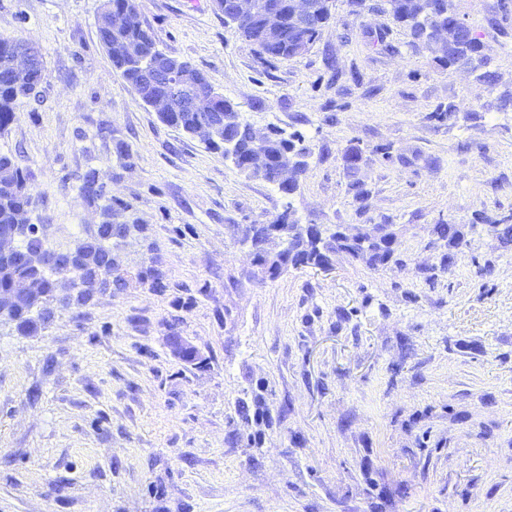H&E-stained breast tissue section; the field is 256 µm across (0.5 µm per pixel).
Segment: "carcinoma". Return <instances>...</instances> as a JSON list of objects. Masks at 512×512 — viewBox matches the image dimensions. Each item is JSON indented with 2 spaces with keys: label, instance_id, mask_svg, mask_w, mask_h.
<instances>
[{
  "label": "carcinoma",
  "instance_id": "1",
  "mask_svg": "<svg viewBox=\"0 0 512 512\" xmlns=\"http://www.w3.org/2000/svg\"><path fill=\"white\" fill-rule=\"evenodd\" d=\"M390 13L393 18L405 24L413 39L421 40L424 27L431 23L426 7L428 0H388ZM218 13L224 17V24L234 29L244 41L254 45L260 54L270 59H289L301 56L308 49H295L292 45V36L283 34L280 44L269 42L258 25V21L240 22L235 16L224 11L221 4H215ZM97 32L99 41L105 50L112 69L118 73L131 87L138 100L151 105L152 97L158 87L155 83L144 80L142 68L138 66L127 52V46L135 44L140 48L143 58L166 70L174 67L190 66L191 62L166 53L157 46L155 37L142 20L140 12L127 7V0H103L101 12L98 16ZM23 43L20 38L0 37V132L6 130L16 119V114L25 100L35 95L36 89L43 82L45 66L43 56H38L35 66L20 74L12 68V55L16 47ZM424 47L434 55L439 62L450 67L457 61V57L465 54L466 48L457 43L450 42L442 45L424 44ZM222 114L234 118L230 126L229 136L232 141V150H224V143L207 144L205 148L210 151L221 152L237 168L242 169L244 163L252 164L253 171L246 173L250 178L274 183L275 155L282 151L291 153L301 150L309 152L299 138H285L281 132L271 130L268 132V154L263 159L255 158L249 148L252 135L251 125L239 120L238 110L230 100H224ZM159 119L169 125L180 129L186 135H191L195 124L200 120L196 112H170L159 114ZM80 192L84 200L89 203L103 202L101 206L105 220L97 225L90 234L80 238L77 247L81 249L88 259L85 278L81 279L79 290V304L84 305L91 295L92 282L88 277L95 272L112 270L111 288L120 291L127 287L126 280L117 271L120 266L119 256L112 252V239H125L141 232L138 224H130L118 220L119 214L114 212L112 199L107 197L101 187L96 185V170L89 169L80 176ZM35 199L28 186V177L7 154H0V232L12 230V225L18 223L20 213H31L34 209ZM38 238L27 235L21 240V249L13 259L0 258V293H6L15 287L16 282L36 277L40 281L42 294L50 296L54 290L51 277L47 274L39 275L22 261L23 253L32 249ZM333 254H345L355 260L365 263L372 269H377L390 262V254L384 251L380 242L366 236L355 243H346L336 234H326L320 229L313 235L299 234L292 248L288 250L287 262L293 267L323 266L331 260ZM53 317V310L44 306L38 311L23 308L7 316L16 330L22 336H35Z\"/></svg>",
  "mask_w": 512,
  "mask_h": 512
}]
</instances>
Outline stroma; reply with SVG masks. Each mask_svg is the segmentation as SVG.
<instances>
[{
    "label": "stroma",
    "mask_w": 512,
    "mask_h": 512,
    "mask_svg": "<svg viewBox=\"0 0 512 512\" xmlns=\"http://www.w3.org/2000/svg\"><path fill=\"white\" fill-rule=\"evenodd\" d=\"M449 3L484 69L434 59L386 0H333L288 60L213 0H141L159 48L243 121L304 137L286 196L138 101L99 42L102 0H0V36L45 65L0 134L33 223L58 247L101 223L80 194L93 168L142 227L112 244L128 288L55 308L35 336L0 321V512H512V239L477 221L512 216V0ZM288 208L387 225L405 264L336 255L261 279L245 229ZM149 266L163 291L138 282ZM255 394L267 422L238 414Z\"/></svg>",
    "instance_id": "obj_1"
}]
</instances>
